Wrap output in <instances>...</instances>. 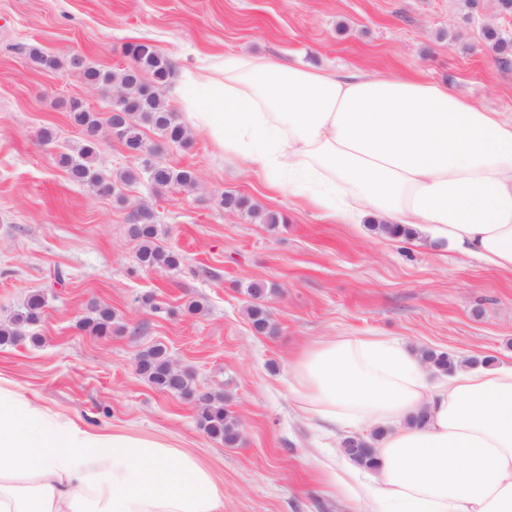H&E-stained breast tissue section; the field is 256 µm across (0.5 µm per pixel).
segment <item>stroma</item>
<instances>
[{"label":"stroma","instance_id":"1","mask_svg":"<svg viewBox=\"0 0 512 512\" xmlns=\"http://www.w3.org/2000/svg\"><path fill=\"white\" fill-rule=\"evenodd\" d=\"M486 25L512 34V14L493 0H0V324L31 292L48 297L33 339L0 345V376L78 424L194 454L223 484L224 512H364L376 485H332L341 440L295 410L291 361L319 339L375 335L463 363L512 365V275L425 234L394 240L367 223L327 222L195 128L184 147L146 133L167 162L195 171V187L157 191L143 180L96 194L58 156L82 138L70 100L101 113L112 94L81 72L38 68L28 50L116 72L131 63L127 45L152 44L173 64L162 93L180 116L183 73L229 51L406 73L512 113V65L486 48ZM227 193L279 223L225 209ZM143 202L160 245L181 255L178 269L140 265L129 215ZM254 280L273 289L264 333L246 313ZM100 305L118 332L79 328ZM155 344L198 394L229 395L238 445L206 433L195 398L139 374L140 354Z\"/></svg>","mask_w":512,"mask_h":512}]
</instances>
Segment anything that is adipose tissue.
<instances>
[{
    "label": "adipose tissue",
    "instance_id": "1",
    "mask_svg": "<svg viewBox=\"0 0 512 512\" xmlns=\"http://www.w3.org/2000/svg\"><path fill=\"white\" fill-rule=\"evenodd\" d=\"M178 94L194 128L273 188L512 273V115L410 76L242 52L185 73ZM292 370L306 419L376 449L371 512H512V367L436 381L419 349L355 336L312 343ZM0 512H224V487L190 453L80 427L0 378Z\"/></svg>",
    "mask_w": 512,
    "mask_h": 512
}]
</instances>
